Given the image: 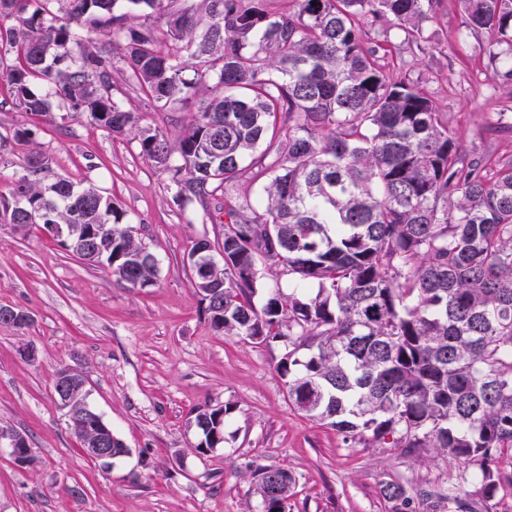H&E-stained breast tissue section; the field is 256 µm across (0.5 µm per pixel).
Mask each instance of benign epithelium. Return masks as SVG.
<instances>
[{"mask_svg": "<svg viewBox=\"0 0 512 512\" xmlns=\"http://www.w3.org/2000/svg\"><path fill=\"white\" fill-rule=\"evenodd\" d=\"M212 247L208 240L198 241L196 250L188 257V264L196 272H203L205 257L210 255ZM71 369L64 367L56 376L54 390L58 397L60 407L65 410V415L70 422L81 421L85 424L91 422L98 429V434L92 444L84 446L86 455L95 461L109 464L114 459L112 454V434L102 418L90 407L88 403L87 381L82 377L75 381L72 379ZM0 440L8 442V447L14 458L23 457L27 452L28 441L26 437L7 427L0 428Z\"/></svg>", "mask_w": 512, "mask_h": 512, "instance_id": "7a95c632", "label": "benign epithelium"}]
</instances>
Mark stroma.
<instances>
[{
  "mask_svg": "<svg viewBox=\"0 0 512 512\" xmlns=\"http://www.w3.org/2000/svg\"><path fill=\"white\" fill-rule=\"evenodd\" d=\"M425 46L391 29L390 68L403 70L448 118L461 152L512 162V82L491 62L496 30L470 34L459 0H443L424 26ZM0 77V198L31 146L55 172L95 185L112 199L158 263L150 288H125L104 266H90L40 226L15 231L0 220V306L32 318L0 324V425L24 434L34 462L19 465L0 446V512H260L256 466L292 475L285 512H396L379 489L403 484L415 512H448L437 495L464 470L433 452L365 448L288 398L277 372L288 351L274 339L254 344L213 331L187 257L198 240L224 247V227L177 209L166 172L137 141L112 136L88 115L52 122L12 108ZM34 132L16 141L17 128ZM33 346L35 360L21 358ZM83 372L88 402L130 453L111 464L85 456L60 409L62 367ZM230 405L226 440L209 454L194 423L203 408Z\"/></svg>",
  "mask_w": 512,
  "mask_h": 512,
  "instance_id": "stroma-1",
  "label": "stroma"
}]
</instances>
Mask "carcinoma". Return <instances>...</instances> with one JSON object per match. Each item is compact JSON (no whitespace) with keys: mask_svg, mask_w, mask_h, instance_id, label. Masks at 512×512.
I'll list each match as a JSON object with an SVG mask.
<instances>
[{"mask_svg":"<svg viewBox=\"0 0 512 512\" xmlns=\"http://www.w3.org/2000/svg\"><path fill=\"white\" fill-rule=\"evenodd\" d=\"M291 2L0 0V74L21 112L84 113L134 136L178 207L212 221L224 196V252L195 283L216 291L211 329L287 341L278 372L297 408L365 447L462 460L492 512L512 487V163L465 160L435 101L387 69L379 29L422 42L439 0ZM460 2L469 32L495 29L512 47V0ZM126 87L146 112L188 113L177 138L143 129L119 99ZM243 181L263 183V200L234 192ZM0 208L10 224H97L78 256L126 288L156 283L157 260L112 200L55 174L41 149ZM273 268L293 291L258 305ZM230 413L199 410L203 440ZM268 471L252 476L273 508L293 480ZM468 482L448 490L455 512H472ZM381 494L412 503L398 482Z\"/></svg>","mask_w":512,"mask_h":512,"instance_id":"carcinoma-1","label":"carcinoma"}]
</instances>
